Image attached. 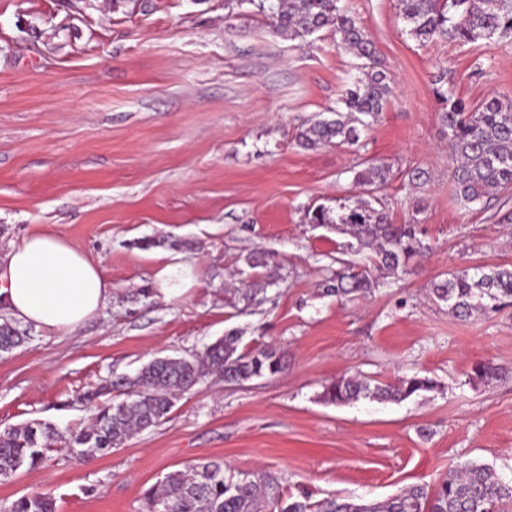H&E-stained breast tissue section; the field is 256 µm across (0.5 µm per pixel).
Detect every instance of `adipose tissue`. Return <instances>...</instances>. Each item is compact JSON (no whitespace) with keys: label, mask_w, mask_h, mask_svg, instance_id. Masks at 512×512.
Here are the masks:
<instances>
[{"label":"adipose tissue","mask_w":512,"mask_h":512,"mask_svg":"<svg viewBox=\"0 0 512 512\" xmlns=\"http://www.w3.org/2000/svg\"><path fill=\"white\" fill-rule=\"evenodd\" d=\"M111 298L99 265L54 232L31 234L0 257V309L45 333H73Z\"/></svg>","instance_id":"ef3b65f1"}]
</instances>
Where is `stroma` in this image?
Listing matches in <instances>:
<instances>
[{
    "instance_id": "1",
    "label": "stroma",
    "mask_w": 512,
    "mask_h": 512,
    "mask_svg": "<svg viewBox=\"0 0 512 512\" xmlns=\"http://www.w3.org/2000/svg\"><path fill=\"white\" fill-rule=\"evenodd\" d=\"M346 3L392 95L360 148L305 150L298 127L335 108L357 63L330 28L309 43L280 38L250 0H0V255L50 230L112 283L74 333L28 325L0 355V431L42 420L69 436L94 416L86 395L112 377L192 356L231 329L287 363L242 384L206 377L157 426L90 462L54 448L0 482V508L39 492L56 512H142L166 473L211 461L316 501L431 488L470 462L512 476V306L462 321L429 295L458 267L512 266V202L456 203L432 91L443 70L466 107L512 94V36L423 45L397 0ZM374 164L391 170L377 197L392 223L417 216L431 250L408 273L374 271L367 299L320 296L322 265L365 260L305 212L361 196L354 173ZM416 168L430 178L414 190ZM175 257L193 278L168 299L159 273ZM256 281L267 299L244 307ZM482 361L507 372L480 380ZM356 372L435 388L400 403L321 401L324 384Z\"/></svg>"
}]
</instances>
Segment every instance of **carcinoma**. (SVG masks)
Wrapping results in <instances>:
<instances>
[{
	"label": "carcinoma",
	"instance_id": "carcinoma-1",
	"mask_svg": "<svg viewBox=\"0 0 512 512\" xmlns=\"http://www.w3.org/2000/svg\"><path fill=\"white\" fill-rule=\"evenodd\" d=\"M408 33L420 43L448 40L475 43L512 34V0H398ZM271 18L273 32L288 40H304L324 27L336 31L338 44L359 60L358 75L339 100L340 107L297 134L304 148L358 146L361 131L371 126L388 102L391 76L382 68L373 40L340 0H279L259 4ZM433 88L442 103V126L448 136L451 176L460 204L470 207L512 189V96L493 94L468 108L439 86ZM389 168L372 165L355 172L354 181L371 190L383 188ZM309 224H328L350 237L345 251L367 253L368 266L357 270L334 260L336 269L320 282L323 296H366L378 282L370 268L392 275L404 273L410 261L430 251L419 237L418 225L394 224L385 208L365 199H347L336 208L319 205L306 212ZM433 297L448 312L466 320L512 305V268L464 266L433 284ZM25 336L9 323L0 324V352L8 353ZM236 329L189 358L158 357L142 365L132 377L110 381L118 392L112 402L96 407L93 424L62 440L54 426L28 421L0 432V480L42 463L46 452L60 441L77 461L102 456L132 435L157 426L177 398L192 391L209 375L228 383H242L283 371V355L273 347L244 349ZM434 389L418 375L393 383L372 382L356 373L326 384L321 398L331 404L360 399L399 403ZM143 512H512V479L487 464L467 463L446 473L433 491L407 487L383 501L357 503L334 495L319 501L302 493L286 497L265 473L233 472L220 462H208L168 472L143 496ZM5 512H56L54 498L41 493L23 495Z\"/></svg>",
	"mask_w": 512,
	"mask_h": 512
}]
</instances>
